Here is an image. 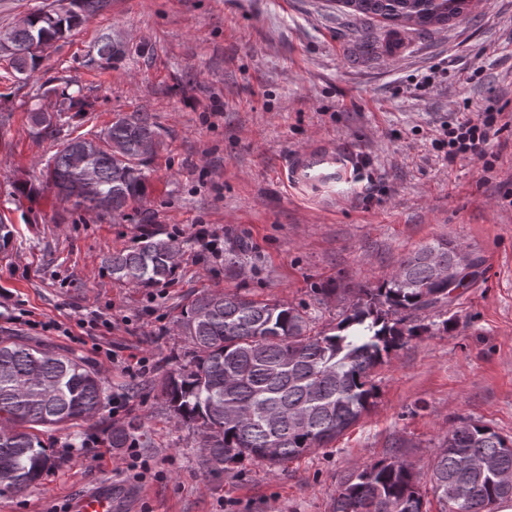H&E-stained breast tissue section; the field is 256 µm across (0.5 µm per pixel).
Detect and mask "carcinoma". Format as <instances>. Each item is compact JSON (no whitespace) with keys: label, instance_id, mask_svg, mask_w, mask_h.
<instances>
[{"label":"carcinoma","instance_id":"cac0c4a2","mask_svg":"<svg viewBox=\"0 0 512 512\" xmlns=\"http://www.w3.org/2000/svg\"><path fill=\"white\" fill-rule=\"evenodd\" d=\"M356 20L386 23L391 45L412 29L424 32L471 14L474 0H337ZM107 0H81L70 9L28 15L27 26L0 31V49L14 71L28 79L43 53L64 39ZM103 146L75 142L60 150L48 179L74 206L123 211L146 195L143 142L156 150L158 132L145 112L118 115L103 132ZM451 241L425 245L402 260L375 288L358 289V299L334 331L311 334L306 313L281 303L239 295L204 293L187 302L177 327L191 339L189 365L161 384L174 415L202 430L206 463L216 469L259 459L282 464L325 448L373 406V370L428 330L407 320L451 305L448 283L435 268L452 270L453 290L469 287L481 274L457 266ZM172 238L142 234L136 245L106 260L112 276L150 288L172 279L179 252ZM103 380L81 360L23 339L0 338V494H22L52 467L42 429H63L87 421L104 408ZM250 408L244 423L224 412ZM147 442L140 422L112 426L114 448ZM484 461L481 467L472 460ZM431 490L441 512H495L512 499V440L468 418L448 431L432 469ZM419 478L397 458L356 468L340 481L334 512H422Z\"/></svg>","mask_w":512,"mask_h":512}]
</instances>
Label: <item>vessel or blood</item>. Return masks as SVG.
Returning a JSON list of instances; mask_svg holds the SVG:
<instances>
[{
  "label": "vessel or blood",
  "mask_w": 512,
  "mask_h": 512,
  "mask_svg": "<svg viewBox=\"0 0 512 512\" xmlns=\"http://www.w3.org/2000/svg\"><path fill=\"white\" fill-rule=\"evenodd\" d=\"M354 159L333 144L319 142L291 155L285 176L294 185L321 192L336 181L353 177ZM69 512H120L119 501L112 488H102L76 498Z\"/></svg>",
  "instance_id": "obj_1"
}]
</instances>
